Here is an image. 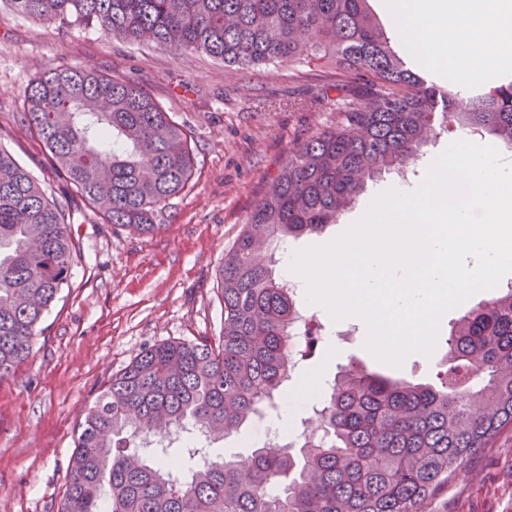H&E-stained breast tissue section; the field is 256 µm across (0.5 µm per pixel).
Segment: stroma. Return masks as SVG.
I'll list each match as a JSON object with an SVG mask.
<instances>
[{
    "label": "stroma",
    "instance_id": "stroma-1",
    "mask_svg": "<svg viewBox=\"0 0 512 512\" xmlns=\"http://www.w3.org/2000/svg\"><path fill=\"white\" fill-rule=\"evenodd\" d=\"M56 66L91 67L138 82L191 130L196 168L188 187L169 200L163 227L152 233L102 223L95 209L73 199L71 232L80 256L39 327L30 359L0 381V512H58L80 424L112 376L144 347L218 339L224 320L218 269L225 253L289 146L331 119L327 112L272 110L265 103L307 97L336 78L324 60L232 69L203 54L117 40L93 26L60 29L1 7L0 147L54 196L63 182L51 175L42 143L13 114L29 81ZM394 184L388 176L370 185L340 223L289 241L287 252L332 242L361 219L368 198ZM490 296L476 292L443 314L433 351L410 353L397 366L367 349L360 323L318 310L325 335L303 371L320 373L327 383L354 360L437 383L451 323L462 308ZM277 427L270 417L252 419L218 451L250 461L256 449L273 446ZM432 508L512 512V431L469 459Z\"/></svg>",
    "mask_w": 512,
    "mask_h": 512
}]
</instances>
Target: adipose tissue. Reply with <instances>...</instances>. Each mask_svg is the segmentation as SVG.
Segmentation results:
<instances>
[{
  "instance_id": "1",
  "label": "adipose tissue",
  "mask_w": 512,
  "mask_h": 512,
  "mask_svg": "<svg viewBox=\"0 0 512 512\" xmlns=\"http://www.w3.org/2000/svg\"><path fill=\"white\" fill-rule=\"evenodd\" d=\"M393 8L407 44L469 81L499 67L500 44L512 37V0H393Z\"/></svg>"
}]
</instances>
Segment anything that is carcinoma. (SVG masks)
Segmentation results:
<instances>
[{
	"label": "carcinoma",
	"mask_w": 512,
	"mask_h": 512,
	"mask_svg": "<svg viewBox=\"0 0 512 512\" xmlns=\"http://www.w3.org/2000/svg\"><path fill=\"white\" fill-rule=\"evenodd\" d=\"M60 26H94L129 42L203 53L224 65L336 66V82L305 102L333 114L288 156L247 214L219 269V342L145 348L112 376L81 425L59 512H431L464 463L512 429V288L464 311L448 333L440 384L399 382L350 364L317 410L320 429L276 453L257 451L244 476L214 442L276 407L307 345L290 342L300 317L275 275L276 244L321 233L354 208L368 183L417 164L448 132L512 150V82L460 93L410 68L369 0H7ZM20 122L44 145L67 192L49 197L0 149V379L27 360L38 326L68 285L79 249L71 201L108 224L150 233L190 183L192 132L138 83L93 68L35 77ZM185 455L187 469H168Z\"/></svg>",
	"instance_id": "carcinoma-1"
}]
</instances>
